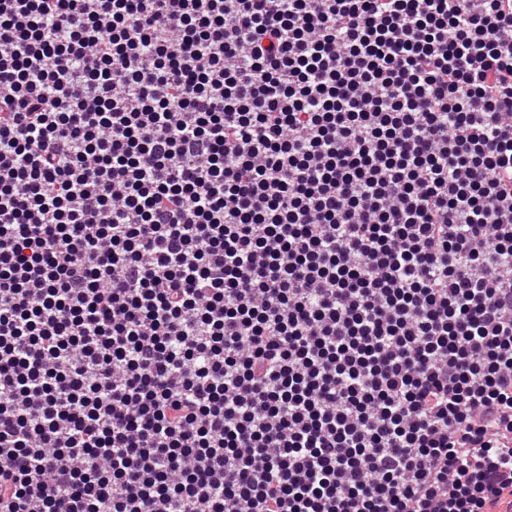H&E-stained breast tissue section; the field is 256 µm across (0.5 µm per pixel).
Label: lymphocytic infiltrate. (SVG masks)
Returning <instances> with one entry per match:
<instances>
[{
	"mask_svg": "<svg viewBox=\"0 0 512 512\" xmlns=\"http://www.w3.org/2000/svg\"><path fill=\"white\" fill-rule=\"evenodd\" d=\"M0 512H512V0H0Z\"/></svg>",
	"mask_w": 512,
	"mask_h": 512,
	"instance_id": "f902f5d3",
	"label": "lymphocytic infiltrate"
}]
</instances>
